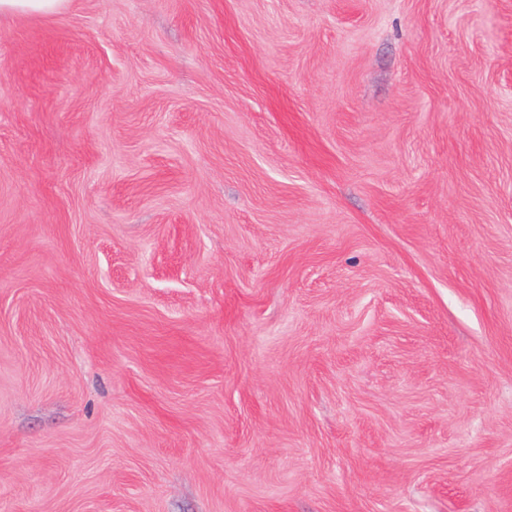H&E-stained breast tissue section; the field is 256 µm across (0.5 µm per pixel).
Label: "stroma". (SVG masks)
Instances as JSON below:
<instances>
[{"instance_id":"35a3bbf8","label":"stroma","mask_w":512,"mask_h":512,"mask_svg":"<svg viewBox=\"0 0 512 512\" xmlns=\"http://www.w3.org/2000/svg\"><path fill=\"white\" fill-rule=\"evenodd\" d=\"M0 512H512V0L1 19Z\"/></svg>"}]
</instances>
